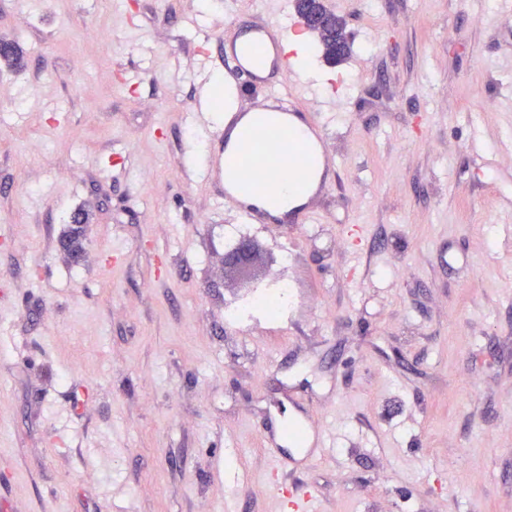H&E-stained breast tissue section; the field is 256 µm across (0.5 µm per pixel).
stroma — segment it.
<instances>
[{"label": "stroma", "instance_id": "35a3bbf8", "mask_svg": "<svg viewBox=\"0 0 512 512\" xmlns=\"http://www.w3.org/2000/svg\"><path fill=\"white\" fill-rule=\"evenodd\" d=\"M323 2L352 55L309 34L291 79L328 188L250 223L193 107L266 0H0V512H276L260 432L296 407L321 512H512V18ZM234 231L280 322L227 321Z\"/></svg>", "mask_w": 512, "mask_h": 512}]
</instances>
